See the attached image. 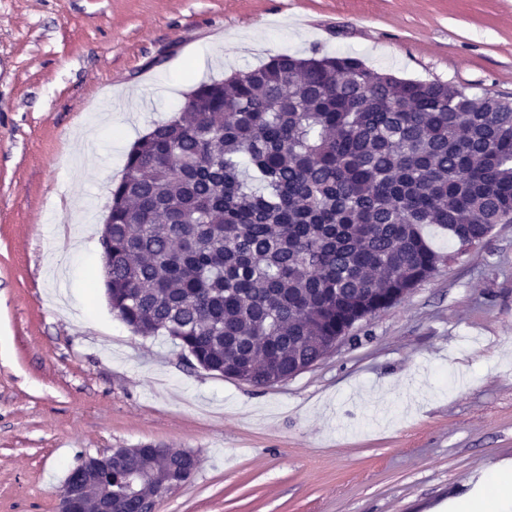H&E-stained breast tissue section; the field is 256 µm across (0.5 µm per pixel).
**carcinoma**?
I'll return each mask as SVG.
<instances>
[{
	"label": "carcinoma",
	"mask_w": 512,
	"mask_h": 512,
	"mask_svg": "<svg viewBox=\"0 0 512 512\" xmlns=\"http://www.w3.org/2000/svg\"><path fill=\"white\" fill-rule=\"evenodd\" d=\"M111 211L100 245L116 316L267 386L447 265L427 227L465 251L512 224V104L349 55L281 53L201 85L140 138ZM138 462L197 468L153 444ZM127 479L115 454L67 477L110 497ZM152 490L120 506L137 512Z\"/></svg>",
	"instance_id": "obj_1"
}]
</instances>
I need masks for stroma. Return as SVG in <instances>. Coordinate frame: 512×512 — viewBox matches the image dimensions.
Listing matches in <instances>:
<instances>
[{
	"instance_id": "obj_1",
	"label": "stroma",
	"mask_w": 512,
	"mask_h": 512,
	"mask_svg": "<svg viewBox=\"0 0 512 512\" xmlns=\"http://www.w3.org/2000/svg\"><path fill=\"white\" fill-rule=\"evenodd\" d=\"M193 84L289 52L512 99V0H0V512H58L87 457L193 452L158 512H439L512 464V224L255 388L138 336L100 232L133 143Z\"/></svg>"
}]
</instances>
